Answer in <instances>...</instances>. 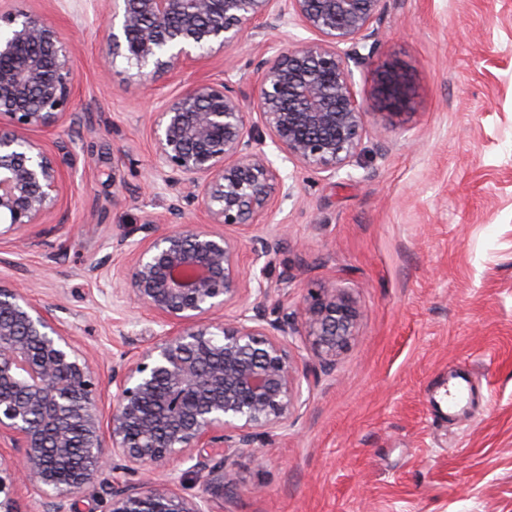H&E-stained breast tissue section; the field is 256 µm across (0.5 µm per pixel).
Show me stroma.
Returning a JSON list of instances; mask_svg holds the SVG:
<instances>
[{
  "mask_svg": "<svg viewBox=\"0 0 512 512\" xmlns=\"http://www.w3.org/2000/svg\"><path fill=\"white\" fill-rule=\"evenodd\" d=\"M50 18L72 47L71 108L33 140L60 164L61 190L40 224L0 234V283L32 285L79 346L112 358L148 346V311L113 299L124 227L171 200L150 182L149 115L188 85L230 72L244 101L265 36L145 86L100 40L102 0H0ZM376 65L406 70L410 107L369 118L349 166L327 179L280 163L294 191L273 219L227 228L252 278L288 291L334 286L359 310L355 336L327 373L307 349L299 416L233 460L210 512H512V0H388ZM288 234L254 259V239ZM471 371L465 419L432 417L449 369Z\"/></svg>",
  "mask_w": 512,
  "mask_h": 512,
  "instance_id": "obj_1",
  "label": "stroma"
}]
</instances>
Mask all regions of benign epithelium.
<instances>
[{"mask_svg": "<svg viewBox=\"0 0 512 512\" xmlns=\"http://www.w3.org/2000/svg\"><path fill=\"white\" fill-rule=\"evenodd\" d=\"M387 0H104L103 42L142 84L225 48L274 32L244 105L227 77L192 84L152 117V176L176 192L166 214L116 238L130 260L115 297L149 311L161 328L149 346L112 360L108 434L101 383L50 306L0 284V512H21L20 485L40 489L36 512H79L76 495L112 485L107 512H208L205 493L234 482L229 461L288 427L301 384L292 341L309 344L321 371L354 336L357 310L334 288L247 304L248 272L225 229L273 212L293 196L265 150L325 178L357 154L372 115L353 69L372 65ZM297 21L313 38L295 41ZM72 51L42 15L0 11V222L39 224L60 192L57 160L31 139L67 112ZM412 84L388 66L374 101L409 107ZM258 120H252V114ZM209 218L198 224L191 211ZM146 233L145 242L132 240ZM242 311L231 319L232 302ZM197 458L202 494L187 496L167 468ZM167 471L162 482L154 475Z\"/></svg>", "mask_w": 512, "mask_h": 512, "instance_id": "1", "label": "benign epithelium"}]
</instances>
